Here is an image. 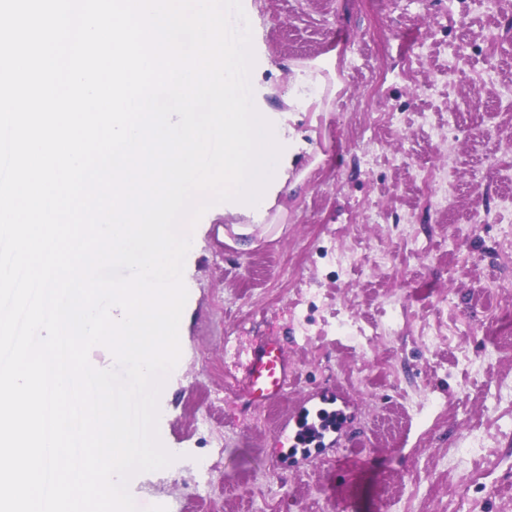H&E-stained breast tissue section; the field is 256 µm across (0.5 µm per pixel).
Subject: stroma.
<instances>
[{
    "label": "stroma",
    "instance_id": "35a3bbf8",
    "mask_svg": "<svg viewBox=\"0 0 512 512\" xmlns=\"http://www.w3.org/2000/svg\"><path fill=\"white\" fill-rule=\"evenodd\" d=\"M242 5L256 108L286 111L292 68L321 57H335L341 88L319 116L296 115L310 148L292 160L298 184L271 213L274 231L243 249L224 241L242 213L208 211L192 228L185 340L159 400L177 459L136 475L134 501L141 512H469L462 477L484 473L495 492L483 512H512V295L492 287L512 280L497 248L512 195V0ZM418 169L448 180L447 205ZM379 250L390 259L376 267ZM342 251L359 265L338 267ZM265 335L282 339L298 380L244 415L239 356ZM329 389L346 405L338 446L280 464L279 420ZM474 437L479 451L460 455Z\"/></svg>",
    "mask_w": 512,
    "mask_h": 512
}]
</instances>
